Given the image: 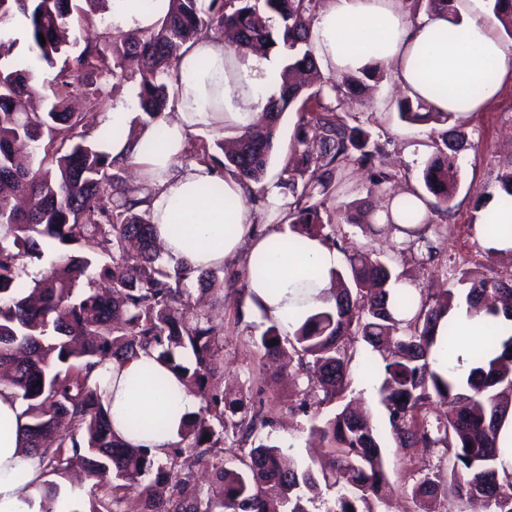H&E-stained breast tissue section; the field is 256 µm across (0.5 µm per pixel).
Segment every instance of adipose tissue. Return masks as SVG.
<instances>
[{
    "label": "adipose tissue",
    "instance_id": "obj_1",
    "mask_svg": "<svg viewBox=\"0 0 512 512\" xmlns=\"http://www.w3.org/2000/svg\"><path fill=\"white\" fill-rule=\"evenodd\" d=\"M112 30L151 32L169 0H111ZM399 0H327L312 26L314 54L324 73L342 75L368 66L394 68L395 77L411 98L436 112L464 117L487 107L512 77V45L496 34L497 20L481 0H457L454 15L438 13L411 23ZM277 63L255 54L237 56L224 42L203 37L179 60L172 82L176 116L164 127L142 124L134 135L126 129L131 114L117 103L108 114L118 138L99 140L101 151L134 165L152 189L151 220L165 259L207 269L223 266L240 250L248 252V285L242 317L248 322L293 331L314 308L322 305L332 283L330 272L340 257L318 238L302 239L289 252L288 224L264 231L243 199L242 185L222 179L200 162L181 163L189 134L197 128L231 125L244 128L257 120L269 95V78ZM480 317L460 312L454 324L440 322L434 367L467 370L469 343ZM458 340L449 343V332ZM162 377L165 394L149 384L150 374ZM100 387L110 401L112 429L126 443L165 457L199 399L164 366L142 356L113 360L97 370ZM25 403L13 390L0 387V512H42L44 476L37 457L21 445L27 424ZM145 426L130 428V415Z\"/></svg>",
    "mask_w": 512,
    "mask_h": 512
}]
</instances>
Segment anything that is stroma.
Returning <instances> with one entry per match:
<instances>
[{"mask_svg": "<svg viewBox=\"0 0 512 512\" xmlns=\"http://www.w3.org/2000/svg\"><path fill=\"white\" fill-rule=\"evenodd\" d=\"M111 28L110 6L106 2L92 14L81 9L73 11L69 20L70 56H77L87 43L99 41ZM114 63L111 48H103L94 69L75 78L71 100L83 103L88 85L103 82V75L113 69ZM139 81V74L130 70L124 77L103 83L107 85L110 102L132 105L136 102ZM371 84L373 90L365 100L345 103L348 121L370 132L383 145L388 161L398 173L397 181L388 187L389 194L420 187L422 170L434 152L435 135L430 126L408 125L399 120L397 102L403 93L391 70H384L382 77L372 79ZM299 122L300 115L293 109L281 119L266 181L254 188L258 200L252 210L257 228L280 223L283 218L282 211L268 201L266 186L279 183L287 159L294 157ZM462 128L469 145L458 156L459 188L453 214L429 216L431 223L442 227L438 259L421 264L402 256L401 234L383 231L375 213L360 215L359 225H344L339 235L341 247L396 256L403 286L433 293L447 287L448 269L452 266L479 277L512 272V252L486 254L487 242L480 235L483 213L497 203L500 195L496 177L512 166V80L504 82L499 97L491 105L463 120ZM246 265L247 257L243 254L224 264L217 272L224 287L210 297L213 313L224 328L223 362L219 370L222 384L233 396L243 398L247 406H263L271 419L269 426L263 428V435L287 447L290 455L305 460L316 451L308 440L309 418L297 409L299 400L309 389L308 379L303 374L279 371L276 363L263 358L255 346L254 341L265 326L244 321L239 312V290L247 283ZM379 361L368 345L358 344L350 384L353 396L360 398L367 409L382 444L391 491L385 503L379 504L378 512H418L411 489L420 479L440 469V459L438 454L424 448L406 453L397 448L378 395Z\"/></svg>", "mask_w": 512, "mask_h": 512, "instance_id": "1", "label": "stroma"}]
</instances>
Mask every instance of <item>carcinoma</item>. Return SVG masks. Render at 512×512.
<instances>
[{
  "label": "carcinoma",
  "mask_w": 512,
  "mask_h": 512,
  "mask_svg": "<svg viewBox=\"0 0 512 512\" xmlns=\"http://www.w3.org/2000/svg\"><path fill=\"white\" fill-rule=\"evenodd\" d=\"M492 11L512 38V0H490ZM316 0H170L157 29L141 37L112 34L117 68L137 66V104L151 122L165 112L169 91L160 75L176 69L182 50L200 36L217 39L232 33L231 49L245 55L271 43L288 49V63L278 74L279 92L267 102L264 120L243 128L224 153L229 169L248 193L261 184L275 147L280 120L297 105L309 118L297 129L303 145L308 134L321 140L316 155L304 153L286 162L288 223L299 238L319 237L338 245L336 225L322 213L335 179L353 165L371 172L368 195L386 192L397 174L386 168L381 145L369 132L350 125L340 109L361 95V80L329 78L308 91L298 74L319 76L311 48V14ZM426 14L456 11V0H414ZM75 8L73 0H0V25L23 16L29 47L48 66L66 53L64 33ZM46 44H41L39 36ZM18 39L0 29V384L26 403V447L45 463L46 474L65 476L83 470L93 486L106 490L105 510L89 500L88 512H124L125 499L137 493L144 512H311L326 492L334 494L331 512H375L373 502L387 493L381 446L369 419L347 405L330 414L324 406L344 399L353 353L363 340L382 355L379 387L391 436L397 447L437 449L452 461L448 473L425 476L413 488L420 512H435L438 497L482 499L490 512H512V472L500 459L498 431L512 410V331L497 318L512 320V273L477 278L456 271L457 282L471 283L465 296L492 323L490 333L473 347V367L466 381L448 369L432 368L440 320L455 308L448 289L434 299L423 291L398 288L400 274L387 259L369 251L345 253L344 266L331 271L334 288L325 304L313 310L291 333L271 325L257 348L268 356L283 350L296 356L323 397L301 403L311 413V433L327 443L330 469L286 454L271 442L256 443L268 425L262 408L242 411L243 403L224 401L216 378L224 350L223 326L205 310L190 312L188 284L216 285L210 269L170 266L155 249V227L145 207L151 188L129 184L112 168L116 162L86 140L83 128L106 104L103 85L87 92L88 111L71 112L66 97L69 78L92 67L95 47L87 45L65 59L54 77V101L44 112L29 110L37 92L34 72L17 62ZM329 88L336 105L323 101ZM399 118L409 124L445 125L450 112H433L421 101L402 100ZM440 143L422 172L425 193H416L428 210L450 215L458 189L457 156L464 134L444 129ZM43 149L38 168H25L17 155ZM390 226L409 236L410 258L434 260L431 235L438 226L422 219L414 202L402 201ZM85 241L95 246L75 254L67 246ZM144 352L194 386L203 405L180 432L165 459L146 448H131L112 434L108 409L93 371L110 359H133ZM453 406L451 415L429 422L422 409L434 400ZM230 439L250 448L233 465L217 459L215 476L224 498L203 501L185 479L162 497L154 488L167 471L191 470L199 458Z\"/></svg>",
  "instance_id": "obj_1"
}]
</instances>
